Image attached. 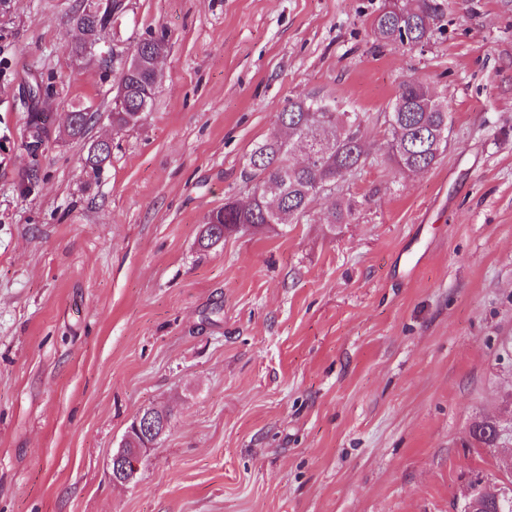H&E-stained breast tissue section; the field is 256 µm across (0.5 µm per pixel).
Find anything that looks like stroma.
Here are the masks:
<instances>
[{"mask_svg":"<svg viewBox=\"0 0 512 512\" xmlns=\"http://www.w3.org/2000/svg\"><path fill=\"white\" fill-rule=\"evenodd\" d=\"M384 3L130 0L122 40L168 47L151 112L120 133L111 70L68 46L82 0L0 14V512H459L476 480L512 484V0H443L418 49L375 37ZM408 78L452 116L411 175L384 154ZM34 79L57 127L102 115L37 159ZM314 92L363 113L364 167L300 223L201 251L253 145ZM102 138L97 174L82 156ZM340 196L355 219L328 225ZM148 407L170 428L114 483ZM485 419L490 446L470 435ZM133 421L128 427L124 438L127 448L120 444L113 454L111 459L112 480L115 483L127 484L130 483L139 471V464L131 463L133 457L137 456L143 461L146 456L148 444H153L152 439L146 435H141L131 428Z\"/></svg>","mask_w":512,"mask_h":512,"instance_id":"1","label":"stroma"}]
</instances>
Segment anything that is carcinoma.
Returning <instances> with one entry per match:
<instances>
[{"instance_id": "obj_1", "label": "carcinoma", "mask_w": 512, "mask_h": 512, "mask_svg": "<svg viewBox=\"0 0 512 512\" xmlns=\"http://www.w3.org/2000/svg\"><path fill=\"white\" fill-rule=\"evenodd\" d=\"M126 11L125 0H109L93 20L84 6L74 13L72 25L84 29L86 38L72 43L73 57L78 61L93 57L87 39H109ZM443 17L438 0H401V4L392 3L390 10L375 15L371 26L382 41L402 46L409 41L422 47L434 31L443 29ZM166 42V34H151L129 44L121 55L102 59L103 65L115 72L114 83L123 93L122 101L112 100L108 115L114 129L134 126L151 111L160 84L153 60L164 53ZM434 97L430 86L405 80L385 113L391 131L387 156L404 174L432 168L445 150L452 117L447 108L433 102ZM72 115L68 135L82 140L91 124L89 110L78 107ZM361 123L360 113L340 107L334 98L314 93L289 99L277 115L276 127L249 154L244 173L245 183L250 185L247 200L241 202L231 196L225 199L224 207L212 213L202 226L200 247L212 249L224 243L226 236L244 229L263 232L299 223L324 188L336 186L365 165ZM110 157L111 153L99 150L92 142L84 164L99 172ZM355 215V204L340 199L327 223L350 224ZM471 435L491 445L497 431L494 423L484 421L472 428Z\"/></svg>"}]
</instances>
